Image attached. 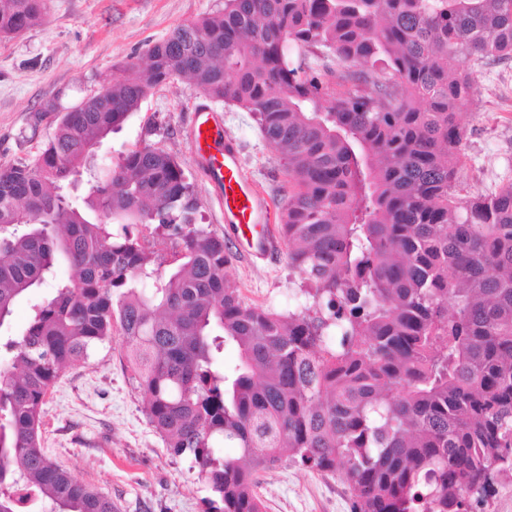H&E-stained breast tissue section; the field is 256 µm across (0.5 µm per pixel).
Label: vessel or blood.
<instances>
[{"label":"vessel or blood","instance_id":"vessel-or-blood-1","mask_svg":"<svg viewBox=\"0 0 512 512\" xmlns=\"http://www.w3.org/2000/svg\"><path fill=\"white\" fill-rule=\"evenodd\" d=\"M189 140L206 176L223 191L224 228L238 254L254 260L278 252L281 243L268 198L244 173L236 145L224 135L221 116L209 108L197 111Z\"/></svg>","mask_w":512,"mask_h":512}]
</instances>
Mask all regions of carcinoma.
Returning a JSON list of instances; mask_svg holds the SVG:
<instances>
[{
  "mask_svg": "<svg viewBox=\"0 0 512 512\" xmlns=\"http://www.w3.org/2000/svg\"><path fill=\"white\" fill-rule=\"evenodd\" d=\"M44 10L0 0V37ZM318 51L335 66L309 65ZM146 58L48 104L44 147L0 168V327L34 297L0 342V512H116L41 444L49 388L114 335L149 424L208 484L204 512H264L257 476L285 459L340 476L351 512L487 501L512 471V183L457 193L460 62L512 60V0H224ZM174 77L251 113L285 160L280 231L303 280L286 313L227 286L234 253L174 155L94 163Z\"/></svg>",
  "mask_w": 512,
  "mask_h": 512,
  "instance_id": "carcinoma-1",
  "label": "carcinoma"
}]
</instances>
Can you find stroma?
<instances>
[{
  "mask_svg": "<svg viewBox=\"0 0 512 512\" xmlns=\"http://www.w3.org/2000/svg\"><path fill=\"white\" fill-rule=\"evenodd\" d=\"M224 0H46L38 25L0 38V167L33 158L51 130L57 101L78 104L144 64L148 43L174 28L222 9ZM475 95L463 117L461 195L491 192L512 182V62L473 70ZM211 104L186 80L152 89L121 130L103 141L99 157L115 159L149 143L165 149L193 184L203 222L224 232L219 193L189 143L195 112ZM224 135L236 141L243 169L273 207L288 175L263 139L255 118L232 104L215 105ZM300 277L287 252L268 262L234 257L228 285L254 305L287 312ZM46 455L112 499L118 512H203L210 497L191 455H172L149 425L144 396L124 368L120 337L94 347L86 361L63 371L45 397L41 425ZM258 492L265 512H350V492L334 478L284 462L262 472Z\"/></svg>",
  "mask_w": 512,
  "mask_h": 512,
  "instance_id": "1",
  "label": "stroma"
}]
</instances>
